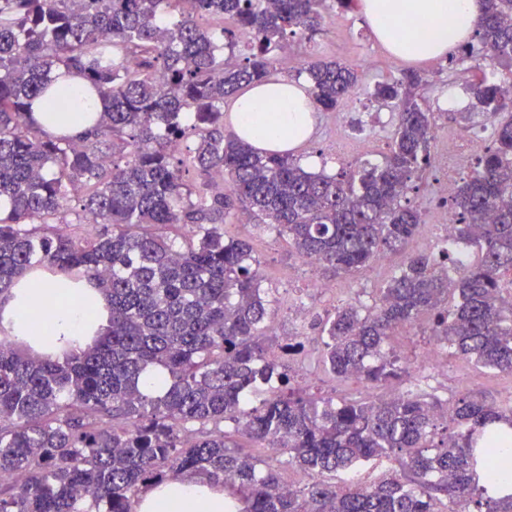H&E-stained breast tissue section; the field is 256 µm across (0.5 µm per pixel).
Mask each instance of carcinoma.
Here are the masks:
<instances>
[{
	"mask_svg": "<svg viewBox=\"0 0 512 512\" xmlns=\"http://www.w3.org/2000/svg\"><path fill=\"white\" fill-rule=\"evenodd\" d=\"M355 0H0V296L45 268L97 284L110 324L62 360L23 355L0 339V512H132L141 490L172 473L224 483L237 512H512L491 492L506 473L512 405L482 393L450 400L411 380L390 348L397 327L424 318L430 342L478 368L512 373V85L486 62L512 59V0H484L473 40L458 48L494 130L452 199L456 236L407 256L373 305L315 315L319 362L337 379L388 398L316 399L291 385L267 325L269 300L248 242L227 239L242 216L266 224L299 256L353 274L404 246L423 223L401 199L431 164L434 113L406 71L365 88L398 108L381 165L337 174L291 152L224 135V103L278 77L275 51L312 40L326 14ZM231 19L236 29L224 27ZM247 53L236 51L237 35ZM315 107L334 112L360 87L333 60L304 63ZM65 75L100 99L83 134L50 135ZM196 137L193 151L179 141ZM101 224L86 237L66 227ZM188 228L175 246L167 230ZM473 251L459 261L454 246ZM164 371L161 395L141 390ZM271 397L245 408L249 393ZM240 435L288 455L308 476L284 489L276 470L230 442ZM199 425L198 431L189 429ZM390 464L371 481L364 467Z\"/></svg>",
	"mask_w": 512,
	"mask_h": 512,
	"instance_id": "1",
	"label": "carcinoma"
}]
</instances>
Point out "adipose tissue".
<instances>
[{"mask_svg": "<svg viewBox=\"0 0 512 512\" xmlns=\"http://www.w3.org/2000/svg\"><path fill=\"white\" fill-rule=\"evenodd\" d=\"M375 39L394 57L413 63L444 57L475 32L482 0H359ZM230 121L237 136L258 149L297 150L315 130V108L307 86L278 77L247 87L233 101ZM50 311L47 333L30 331ZM110 305L83 281L60 284L41 269L27 273L0 299V328L34 353L53 358L78 352L102 333ZM133 512H224V487L180 476L144 489Z\"/></svg>", "mask_w": 512, "mask_h": 512, "instance_id": "obj_1", "label": "adipose tissue"}]
</instances>
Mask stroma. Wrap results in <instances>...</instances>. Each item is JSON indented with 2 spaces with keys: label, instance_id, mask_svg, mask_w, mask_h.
I'll return each instance as SVG.
<instances>
[{
  "label": "stroma",
  "instance_id": "obj_1",
  "mask_svg": "<svg viewBox=\"0 0 512 512\" xmlns=\"http://www.w3.org/2000/svg\"><path fill=\"white\" fill-rule=\"evenodd\" d=\"M285 62L289 78H297L304 61L311 58L337 60L356 68L365 85L400 77L408 65L391 57L377 42L359 10H331L323 32L309 41H288L279 52ZM424 78L418 101L432 112L443 111V100L448 94H467L472 72L466 65L451 68L435 66L434 62L417 67ZM396 122L394 107L369 101L366 95L344 100L333 112L316 115L312 140L298 151L301 159H315L317 167L327 173H337L344 167H355L364 161L382 162L388 154ZM372 141L373 155L352 151L357 141ZM226 237L249 242L259 261L263 284L271 288L274 299L269 325L278 339L294 334L299 324L292 314L303 307L313 314L334 313L336 307L369 302L376 288L398 273L405 252H391L385 267H370L356 275L333 276L316 264H302L290 252L286 241L275 232L258 224L239 223L224 227ZM335 284L336 290L324 293L320 284ZM319 342L310 341L306 351L291 364L292 385L311 394L338 399L344 396H362L366 390L361 383L340 381L324 370L318 361ZM446 369L424 374L429 392L440 398L472 391H482L497 402H512V376L481 371L473 364L456 357H447Z\"/></svg>",
  "mask_w": 512,
  "mask_h": 512
}]
</instances>
